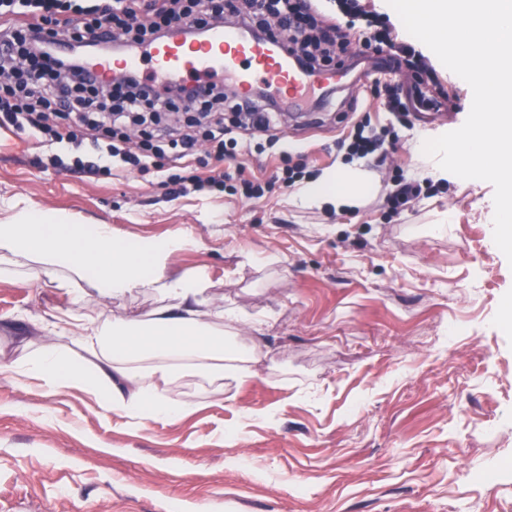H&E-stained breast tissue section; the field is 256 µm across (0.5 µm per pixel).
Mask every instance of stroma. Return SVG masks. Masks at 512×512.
I'll return each instance as SVG.
<instances>
[{
  "label": "stroma",
  "instance_id": "stroma-1",
  "mask_svg": "<svg viewBox=\"0 0 512 512\" xmlns=\"http://www.w3.org/2000/svg\"><path fill=\"white\" fill-rule=\"evenodd\" d=\"M426 59L423 102L387 112L376 53L345 56L323 108L279 116L221 162L204 146L88 176L0 127V200L120 236L192 233L200 247L171 272L205 271L210 306L236 307L238 344L262 354L258 377L220 399L183 379L172 395L196 392L200 407L174 423L136 425L81 389L0 373V512H512V266L485 221L490 183L452 175L435 192L413 176L415 138L459 128L472 104L465 81ZM365 119L393 144L375 195L340 215L288 205L282 183L258 200L167 184L220 169L264 182L296 165L311 177L347 158ZM400 178L421 193L396 216L383 197ZM444 210L454 221L440 232ZM86 298L103 322H144L158 304L141 291ZM71 308L48 277L0 270V356L22 357Z\"/></svg>",
  "mask_w": 512,
  "mask_h": 512
}]
</instances>
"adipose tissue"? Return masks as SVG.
<instances>
[{
	"instance_id": "1",
	"label": "adipose tissue",
	"mask_w": 512,
	"mask_h": 512,
	"mask_svg": "<svg viewBox=\"0 0 512 512\" xmlns=\"http://www.w3.org/2000/svg\"><path fill=\"white\" fill-rule=\"evenodd\" d=\"M374 186L373 173L353 159L302 182L288 203L340 213L357 207ZM198 245L180 230L164 239L119 237L108 224H81L71 215L18 201L1 205L0 264L36 266L82 310L80 316L64 314L48 323L53 331L69 333L82 348L81 357L44 336L35 351L11 362L10 371L49 392L84 389L103 411L138 424L193 413L199 403L192 396L170 395L184 378H197L220 397L225 380L255 376L257 352L227 346L224 336L241 317L210 307L207 275L168 273L174 255ZM86 280L104 298L141 290L158 294L161 303L149 321L102 324L84 309Z\"/></svg>"
}]
</instances>
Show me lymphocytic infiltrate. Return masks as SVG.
<instances>
[{
  "label": "lymphocytic infiltrate",
  "instance_id": "1",
  "mask_svg": "<svg viewBox=\"0 0 512 512\" xmlns=\"http://www.w3.org/2000/svg\"><path fill=\"white\" fill-rule=\"evenodd\" d=\"M345 17L331 33H318L313 0H241L236 11L242 27L254 30L267 17L279 20L276 38L299 56L304 70L323 71L337 49L360 37L366 48H390L395 67L419 59L411 44L396 42L380 16L366 10L361 0H336ZM220 0H162L159 7L143 0H0V26L10 35L0 43V116L17 129H29L46 145L84 140L85 161L79 170L108 176L114 159L141 168L150 154L169 145L177 158L196 153L200 142L212 145L217 156L233 154L234 128L264 130L276 117L277 99L262 89L252 93L248 104L225 94L211 82L201 94L180 87L178 94L158 88L133 75L129 81L102 79L79 67L54 46L57 33L71 38L93 37L107 41L105 24L123 29L129 42L141 45L159 39L176 23L205 29L223 21ZM24 57L27 75L11 81L13 62ZM75 115L80 133H61L53 123L56 115Z\"/></svg>",
  "mask_w": 512,
  "mask_h": 512
}]
</instances>
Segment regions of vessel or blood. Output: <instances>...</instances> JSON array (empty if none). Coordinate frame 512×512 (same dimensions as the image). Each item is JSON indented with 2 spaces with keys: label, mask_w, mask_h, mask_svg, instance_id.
<instances>
[{
  "label": "vessel or blood",
  "mask_w": 512,
  "mask_h": 512,
  "mask_svg": "<svg viewBox=\"0 0 512 512\" xmlns=\"http://www.w3.org/2000/svg\"><path fill=\"white\" fill-rule=\"evenodd\" d=\"M142 56L149 60L157 83H202L214 74L229 73L235 79L233 92L242 98L249 97L255 86L264 85L296 102L307 89L326 86L331 80L325 73L303 72L289 65L286 47L248 38L224 22L200 40L172 37L145 44L136 56L98 59L92 71L109 79L116 72L135 69Z\"/></svg>",
  "instance_id": "vessel-or-blood-1"
}]
</instances>
